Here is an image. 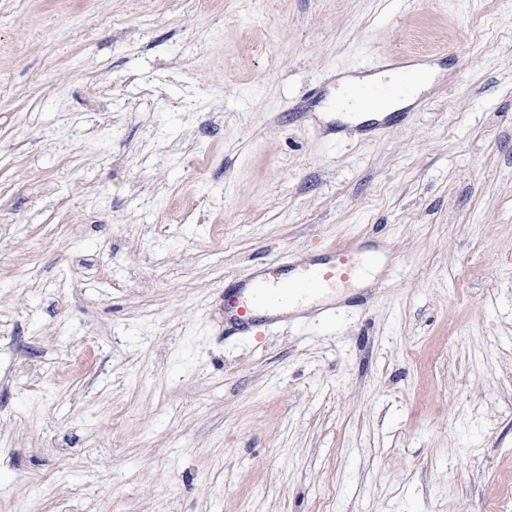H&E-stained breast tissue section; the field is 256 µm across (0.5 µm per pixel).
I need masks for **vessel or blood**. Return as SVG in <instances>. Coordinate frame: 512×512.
<instances>
[{"mask_svg":"<svg viewBox=\"0 0 512 512\" xmlns=\"http://www.w3.org/2000/svg\"><path fill=\"white\" fill-rule=\"evenodd\" d=\"M374 67L394 72L392 86L370 90L358 85L349 86L346 94L354 101L370 103L373 99L404 94L413 83L415 73L407 61L397 56H382ZM374 254L362 243L354 242L331 250L323 257L304 263L288 265L277 262L256 269L245 286L224 295V313L232 328L250 329L257 321L278 323L283 311L289 310L294 291L303 290L317 296L333 292L358 276L362 263H376Z\"/></svg>","mask_w":512,"mask_h":512,"instance_id":"1","label":"vessel or blood"}]
</instances>
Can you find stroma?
Instances as JSON below:
<instances>
[{
	"label": "stroma",
	"instance_id": "35a3bbf8",
	"mask_svg": "<svg viewBox=\"0 0 512 512\" xmlns=\"http://www.w3.org/2000/svg\"><path fill=\"white\" fill-rule=\"evenodd\" d=\"M358 238L359 309L225 325ZM0 512H512V0H0ZM408 59L397 56H382L377 58L371 63L362 66L364 70H372L376 68H389L395 73L394 84L389 87L377 88L376 90H369L367 88L378 87L386 84L384 78H389L392 83L393 77L389 72H383L374 76L364 77L361 79L344 80L341 82L339 89L336 90V112L352 113L350 119L355 123H361L369 119H376L379 113H390L389 116L382 120H370L361 123L356 131L359 134L367 135L380 132L388 128L393 119L408 114V112H396L405 107L424 90L428 89L431 85L430 80L423 72V67H417L421 72L415 78V73L412 69L408 68ZM415 79V81H414ZM414 84L409 93L404 97H396L388 100L379 101L371 107H361L357 102L369 104L377 97L398 96L405 93L406 89L413 83ZM357 84V85H350ZM350 85L346 90V95L351 98L349 100L345 96L344 89ZM361 85V86H358ZM366 87V88H364Z\"/></svg>",
	"mask_w": 512,
	"mask_h": 512
}]
</instances>
